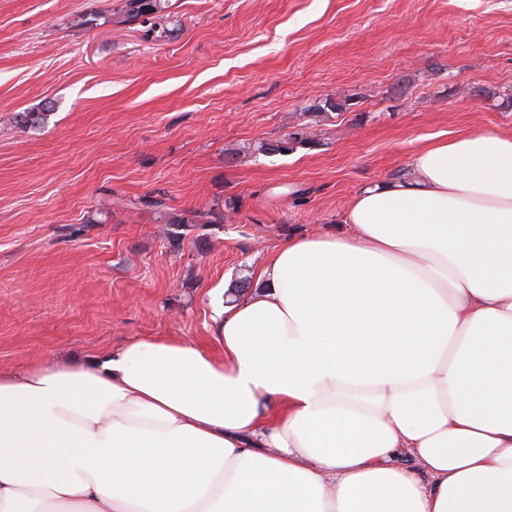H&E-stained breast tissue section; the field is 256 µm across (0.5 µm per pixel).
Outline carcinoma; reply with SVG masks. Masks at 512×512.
Instances as JSON below:
<instances>
[{"instance_id":"cac0c4a2","label":"carcinoma","mask_w":512,"mask_h":512,"mask_svg":"<svg viewBox=\"0 0 512 512\" xmlns=\"http://www.w3.org/2000/svg\"><path fill=\"white\" fill-rule=\"evenodd\" d=\"M171 0H115L114 8L111 12L99 11L84 14L78 19V24L82 26H96L98 21L103 24L113 26H127L137 22L141 24H150V27L144 31L146 38L157 42H162L170 38L175 26V20L172 19ZM312 142L308 131L303 128L289 133L276 140H266L259 143L256 151L266 156L281 155L283 152L291 153L300 146ZM234 204V199L224 200L214 203L209 209L204 211H189L182 214L169 213L163 210L164 202L156 199L151 202L155 207L159 218L166 220V223L176 227V230L170 233V243L174 247L180 246L181 233L179 228L189 224H208L224 223V207Z\"/></svg>"}]
</instances>
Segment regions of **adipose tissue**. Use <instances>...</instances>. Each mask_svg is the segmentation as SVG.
<instances>
[{
	"mask_svg": "<svg viewBox=\"0 0 512 512\" xmlns=\"http://www.w3.org/2000/svg\"><path fill=\"white\" fill-rule=\"evenodd\" d=\"M408 168L267 255L223 357L0 370V512H512V135Z\"/></svg>",
	"mask_w": 512,
	"mask_h": 512,
	"instance_id": "1",
	"label": "adipose tissue"
}]
</instances>
